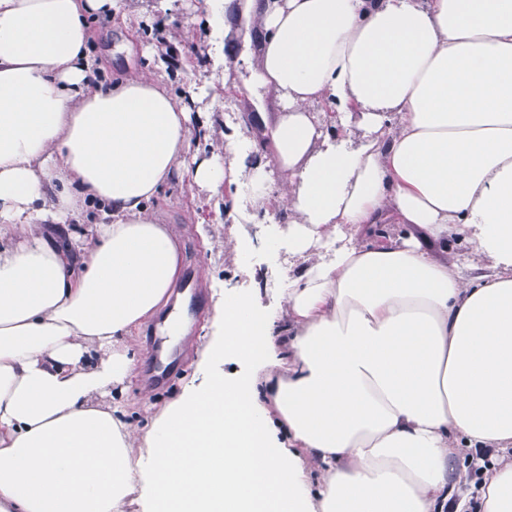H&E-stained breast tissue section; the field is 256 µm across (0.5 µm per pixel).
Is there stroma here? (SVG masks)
<instances>
[{
	"label": "stroma",
	"mask_w": 512,
	"mask_h": 512,
	"mask_svg": "<svg viewBox=\"0 0 512 512\" xmlns=\"http://www.w3.org/2000/svg\"><path fill=\"white\" fill-rule=\"evenodd\" d=\"M130 6V28L114 25L104 15L92 25L104 81L162 62L154 25L164 23L180 64L160 79L170 93L191 103L189 127L196 137L190 154L219 151L225 136L233 133L250 139L254 156L268 154L277 106L249 83L250 59L259 54L261 37L248 26L240 7L228 9L225 23L230 33L218 41L211 36L207 0H131ZM190 42L198 45V52L187 51ZM149 206L165 223L178 227L182 268L195 272L198 294L196 304L178 296L168 304L169 311L182 319L193 348L168 341L163 359L172 368L166 380L149 384L142 371L127 384L128 419L137 426L149 422L179 396L185 383L198 377V350L208 339L215 304L223 294L243 295L259 310L282 313L289 288L288 256L269 247L275 231H287L288 215L273 201L256 207L244 183L225 185L212 197L200 189L187 192L175 179Z\"/></svg>",
	"instance_id": "1"
}]
</instances>
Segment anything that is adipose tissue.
Returning <instances> with one entry per match:
<instances>
[{"label": "adipose tissue", "instance_id": "obj_1", "mask_svg": "<svg viewBox=\"0 0 512 512\" xmlns=\"http://www.w3.org/2000/svg\"><path fill=\"white\" fill-rule=\"evenodd\" d=\"M103 11L0 0V512H512V0H247L276 187L239 137L182 167L189 108L152 72L93 83ZM175 176L277 196L291 286L280 317L224 297L205 384L140 428L104 398L179 276L148 207ZM452 239L485 266L437 259ZM465 448L492 459L472 499Z\"/></svg>", "mask_w": 512, "mask_h": 512}]
</instances>
